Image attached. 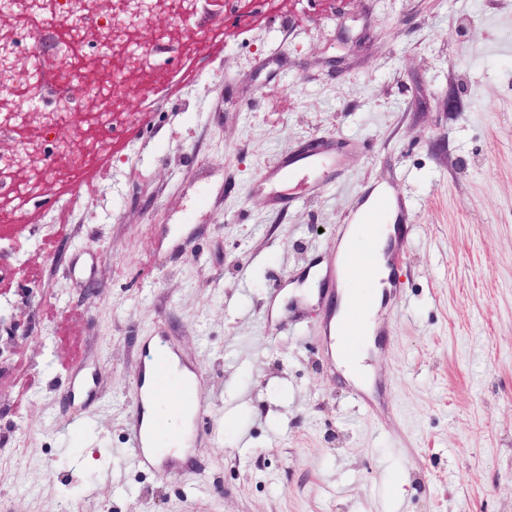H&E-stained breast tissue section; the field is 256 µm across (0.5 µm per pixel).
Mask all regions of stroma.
<instances>
[{
    "instance_id": "35a3bbf8",
    "label": "stroma",
    "mask_w": 512,
    "mask_h": 512,
    "mask_svg": "<svg viewBox=\"0 0 512 512\" xmlns=\"http://www.w3.org/2000/svg\"><path fill=\"white\" fill-rule=\"evenodd\" d=\"M156 23L161 78L131 84L96 193L50 152L48 190L0 209V316L28 333L0 336V512H512V0H203ZM311 142L340 148L320 192L261 189ZM380 185L412 231L370 416L326 303L271 293L332 264ZM172 353L207 433L154 471L131 402Z\"/></svg>"
}]
</instances>
